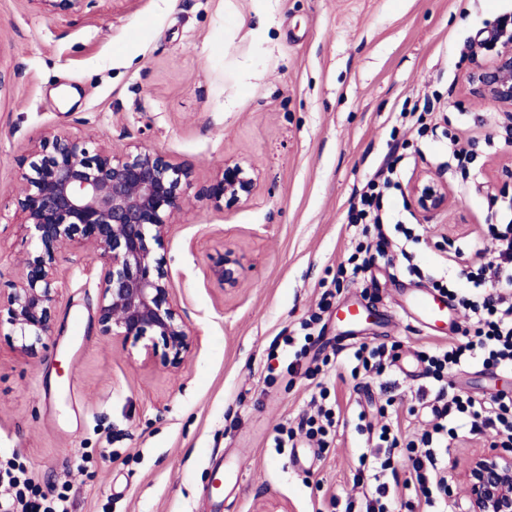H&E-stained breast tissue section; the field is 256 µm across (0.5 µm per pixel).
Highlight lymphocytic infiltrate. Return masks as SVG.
<instances>
[{
  "mask_svg": "<svg viewBox=\"0 0 512 512\" xmlns=\"http://www.w3.org/2000/svg\"><path fill=\"white\" fill-rule=\"evenodd\" d=\"M400 161L399 155L386 154L350 202L348 223L363 225L375 239L374 253L353 262L352 277L365 272L375 256L392 250L407 261L408 272L417 270L410 248L419 244V236L382 211L384 192L397 185ZM500 212L502 224L488 227L491 248L476 245L455 253L456 264L466 269L468 289L443 279L432 282L433 288L463 309L468 324L459 337L421 355L429 383L417 389L415 400L425 416V429L404 443L397 424L380 427L373 448L360 455L354 476L356 484L372 485L373 492L360 500L347 499L344 512H391L393 504L414 487L423 502L409 505L408 512H445L448 467L444 459L451 440L463 435L494 447L512 446V397L477 398L456 389L452 380L455 372L473 364L512 369V198L502 202ZM390 225L395 235L387 234ZM396 358L387 345L363 343L346 355L345 363L352 375L380 380L383 389L393 390L398 383L389 372ZM402 446L409 462V476L403 480L393 463L396 449ZM71 508L67 493L51 496L32 486L22 465L11 461L0 467V512H71Z\"/></svg>",
  "mask_w": 512,
  "mask_h": 512,
  "instance_id": "1",
  "label": "lymphocytic infiltrate"
}]
</instances>
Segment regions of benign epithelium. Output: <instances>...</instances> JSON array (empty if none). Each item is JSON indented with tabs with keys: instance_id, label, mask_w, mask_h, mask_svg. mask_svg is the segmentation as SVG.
<instances>
[{
	"instance_id": "1",
	"label": "benign epithelium",
	"mask_w": 512,
	"mask_h": 512,
	"mask_svg": "<svg viewBox=\"0 0 512 512\" xmlns=\"http://www.w3.org/2000/svg\"><path fill=\"white\" fill-rule=\"evenodd\" d=\"M52 13H78L90 0H40ZM506 48L479 63L465 78L467 94L512 112V36ZM192 171L141 144L115 153L66 132L34 142L29 169L18 187V206L34 251L20 262L18 278L0 290V328L18 337L19 349L37 353L55 330L57 260L65 250L81 251L99 267L97 322L103 334L143 343L149 359L182 368L194 333L173 298L164 256L165 237L187 199ZM259 175L247 161L224 159V169L206 191L216 208L251 198ZM414 207L423 214L448 208V186L431 173L410 185ZM242 257L228 248L210 266L223 287H238ZM467 512H512V448H485L462 470Z\"/></svg>"
}]
</instances>
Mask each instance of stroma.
<instances>
[{"mask_svg": "<svg viewBox=\"0 0 512 512\" xmlns=\"http://www.w3.org/2000/svg\"><path fill=\"white\" fill-rule=\"evenodd\" d=\"M512 0H91L79 14L37 0H0V284L16 279L33 243L22 229L18 179L30 142L49 132L125 150L140 143L194 175L163 254L172 293L197 335L176 372L97 323L98 267L79 252L58 266L55 332L36 356L0 332V461L26 468L44 492L67 491L73 512H336L353 487L366 438L359 407L388 404L403 438L423 376L393 394L352 377L336 354V309L355 299L378 315L368 343L401 354L448 342L410 317L423 273L472 236L487 237L495 198L512 196V117L464 92L468 42L486 38ZM440 95L434 134L396 125L404 101ZM468 130L469 178L451 163L449 134ZM397 142L401 187L387 205L419 234L421 275L392 276L396 254L364 277L337 281L361 226L350 201ZM260 186L236 207L203 193L227 158ZM423 171L448 186L447 210L423 215L406 188ZM245 256L240 286L210 276L224 248ZM324 329L302 359L273 357L327 289ZM458 388L512 394V372H455ZM327 389L340 417L327 448L297 436L276 452L278 426L297 427Z\"/></svg>", "mask_w": 512, "mask_h": 512, "instance_id": "1", "label": "stroma"}]
</instances>
